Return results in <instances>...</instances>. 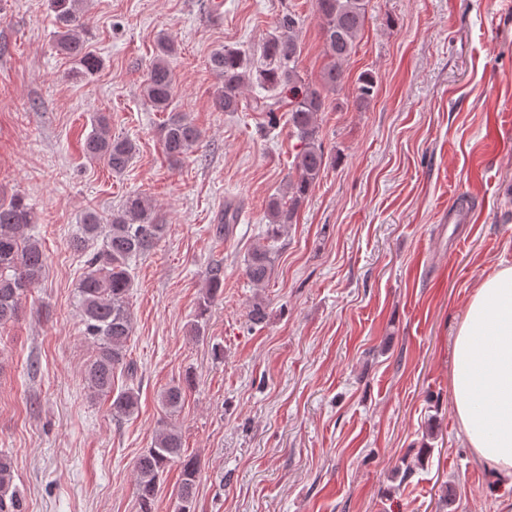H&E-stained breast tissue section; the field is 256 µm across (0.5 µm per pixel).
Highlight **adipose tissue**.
<instances>
[{
    "instance_id": "obj_1",
    "label": "adipose tissue",
    "mask_w": 512,
    "mask_h": 512,
    "mask_svg": "<svg viewBox=\"0 0 512 512\" xmlns=\"http://www.w3.org/2000/svg\"><path fill=\"white\" fill-rule=\"evenodd\" d=\"M459 431L499 487L512 488V266L483 277L453 341Z\"/></svg>"
}]
</instances>
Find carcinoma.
<instances>
[{
	"label": "carcinoma",
	"instance_id": "1",
	"mask_svg": "<svg viewBox=\"0 0 512 512\" xmlns=\"http://www.w3.org/2000/svg\"><path fill=\"white\" fill-rule=\"evenodd\" d=\"M87 0H47L56 31V51L69 58L73 74L93 77L103 66L102 59L88 47L90 31L86 26ZM370 0H314L320 21L327 62L319 87L305 83L298 70L301 46L297 30L299 20L288 14L278 31L268 35L256 48L241 50L220 47L209 56L208 68L217 77L214 106L221 112H237L243 90L255 85L264 90L281 89L288 94L287 123L300 143L291 164L288 202L272 199L268 218L271 235L277 236L287 224H294L312 188L326 167L327 157L319 139L317 114L325 110L326 93L344 83L343 64L355 51L363 30ZM172 40L161 36L142 87L145 103L166 114L160 126V143L166 157L179 161L191 153L201 139V131L187 114L172 106L174 75L169 58L175 53ZM376 79L371 73L358 77L355 102L364 105L374 94ZM83 154L100 161L114 173L130 165L136 145L127 138L112 135L106 117L94 119L92 131L82 144ZM37 216L18 195L0 200V326L13 321L24 292L41 278L46 265L42 244L31 234ZM166 232L156 215L155 205L139 194L128 195L121 207L102 220L97 211L88 210L73 247L87 252L85 271L78 294L83 335L95 346V354L85 370L89 387L98 395L112 396V415L129 416L138 407V394L131 387L113 393L114 375L119 368L132 375L135 364L127 358L133 318L128 296L133 287L131 263L156 248ZM275 257L266 245L253 248L245 260V274L257 287L270 281ZM206 288L199 303L193 333L204 332L211 302L221 293L224 271L211 267L205 272ZM171 385L161 393V403L174 415L183 402L186 385ZM179 461L182 478L175 490L174 512H192L198 462L184 453L182 436L176 426L161 422L155 437L135 463L136 494L140 512H154L159 480L167 466ZM0 512H23L20 493L13 483L11 459L0 455Z\"/></svg>",
	"mask_w": 512,
	"mask_h": 512
}]
</instances>
